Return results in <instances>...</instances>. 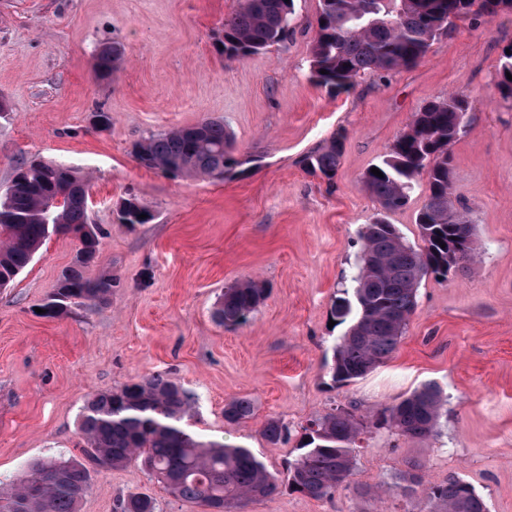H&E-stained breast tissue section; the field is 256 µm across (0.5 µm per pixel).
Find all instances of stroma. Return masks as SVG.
Returning <instances> with one entry per match:
<instances>
[{
  "instance_id": "1",
  "label": "stroma",
  "mask_w": 512,
  "mask_h": 512,
  "mask_svg": "<svg viewBox=\"0 0 512 512\" xmlns=\"http://www.w3.org/2000/svg\"><path fill=\"white\" fill-rule=\"evenodd\" d=\"M237 0H0V197L16 165L37 157L90 182L87 217L101 232L87 273L112 275L109 305L39 314L72 265L77 241L51 236L0 288V491L33 462L82 459L79 412L93 394L163 372L195 397L196 432L241 444L275 472L295 457L301 428L336 406L372 418L420 385L448 397L430 439L371 430L357 467L334 495L281 490L246 512H418L421 497L391 485L416 468L423 486L470 483L489 512H512V100L496 84L512 44V12L457 23L413 68L357 79L332 94L309 77L318 0H295L293 31L263 54L228 60L215 35ZM125 48L107 80L93 70L102 44ZM468 94L469 125L452 146L451 199L474 226V259L427 275L390 359L344 386L327 370L346 330L331 324L338 290L353 286L359 233L378 211L361 183L427 101ZM105 112L107 128L90 116ZM223 121L240 165L221 181L140 167L133 142ZM345 151L333 181L302 158L337 131ZM134 200L148 223H121ZM253 279L269 293L248 324L212 317L226 287ZM255 404L245 424L224 405ZM287 423L277 445L261 430ZM140 492L160 512H204L172 496L137 463L98 470L77 512H115ZM253 415L254 403L249 398H236L224 405V421L227 425H240L251 419Z\"/></svg>"
}]
</instances>
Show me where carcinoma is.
<instances>
[{"mask_svg": "<svg viewBox=\"0 0 512 512\" xmlns=\"http://www.w3.org/2000/svg\"><path fill=\"white\" fill-rule=\"evenodd\" d=\"M319 6L310 78L335 92L350 88L365 75L416 66L437 38L448 35L455 17L493 18L512 12V0H319ZM293 15L294 0H239L238 8L224 18L217 52L227 60L260 54L286 39ZM123 56L119 44L103 45L95 60L97 77L109 78ZM508 72L512 74V53L503 54L501 60L497 89L504 99H512ZM469 110L463 93L427 102L375 164L383 177L369 169L362 174V183L380 210L359 234L356 286L351 292L341 290L331 307L333 319L347 325L329 367L337 386L364 377L397 350L416 309L423 276H446L475 256L472 225L450 196L451 147L465 131ZM345 141L344 132L333 134L303 158L304 169L332 182ZM230 143L224 122L204 119L139 140L131 154L148 170L222 181L238 164L229 152ZM423 174L428 195L417 216L422 244L416 246L389 223L387 214L407 204ZM89 191L88 180L75 169L34 159L19 163L0 202V287L11 283L51 236L79 241L73 264L44 306L48 317L66 315L74 306L97 308L112 298V277L92 278L86 273L100 248L98 232L87 221ZM267 292L265 285L253 280L225 288L213 311L215 322L234 328L247 324ZM193 401V394L165 373L97 393L79 414L86 461L34 462L9 494L0 493V512H76L90 488L92 471L123 468L133 461L173 496L202 503L212 512H240L250 501L271 497L284 486L324 499L353 475L355 449L367 429L427 439L437 433L447 405L441 388L428 382L384 407L368 423L335 407L302 427L298 454L281 478L250 448L226 445L193 431L189 415ZM253 415L249 398L224 405V421L230 426ZM262 435L277 445L288 439V428L271 417ZM420 486L421 477L409 470L395 477L394 487L404 496L416 494ZM423 501L426 508L419 512H487L484 499L459 478L423 490ZM116 512H155V500L130 492L118 501Z\"/></svg>", "mask_w": 512, "mask_h": 512, "instance_id": "1", "label": "carcinoma"}]
</instances>
